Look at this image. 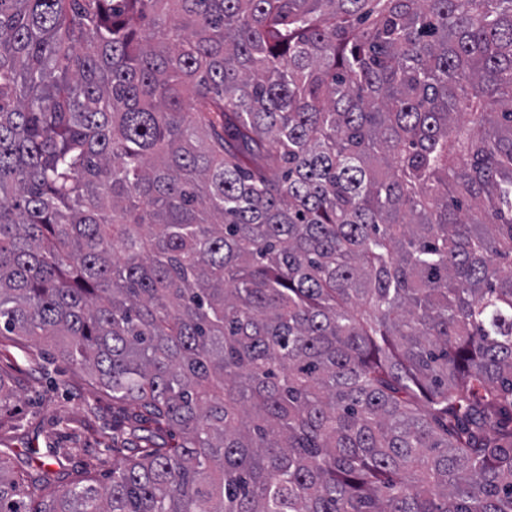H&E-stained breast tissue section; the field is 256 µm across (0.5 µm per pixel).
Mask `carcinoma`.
<instances>
[{
  "label": "carcinoma",
  "mask_w": 512,
  "mask_h": 512,
  "mask_svg": "<svg viewBox=\"0 0 512 512\" xmlns=\"http://www.w3.org/2000/svg\"><path fill=\"white\" fill-rule=\"evenodd\" d=\"M2 336L180 440L0 512H512V0H0Z\"/></svg>",
  "instance_id": "carcinoma-1"
}]
</instances>
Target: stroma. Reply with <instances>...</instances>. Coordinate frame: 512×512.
<instances>
[{
  "label": "stroma",
  "mask_w": 512,
  "mask_h": 512,
  "mask_svg": "<svg viewBox=\"0 0 512 512\" xmlns=\"http://www.w3.org/2000/svg\"><path fill=\"white\" fill-rule=\"evenodd\" d=\"M0 374L14 379L17 396L0 413V443L13 448L10 470L37 468L30 449L41 455L57 450L60 463L53 468L54 486L94 478L106 489L112 475L116 433L131 426L111 392L61 359L48 356L44 347L0 338Z\"/></svg>",
  "instance_id": "obj_1"
}]
</instances>
